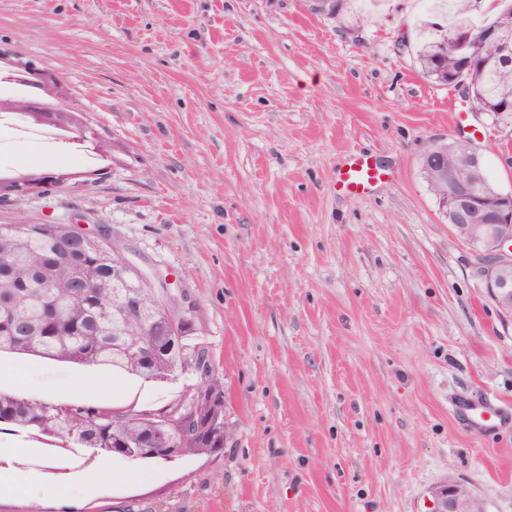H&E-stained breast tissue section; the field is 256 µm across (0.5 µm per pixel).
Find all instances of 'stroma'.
Segmentation results:
<instances>
[{
  "label": "stroma",
  "instance_id": "stroma-1",
  "mask_svg": "<svg viewBox=\"0 0 512 512\" xmlns=\"http://www.w3.org/2000/svg\"><path fill=\"white\" fill-rule=\"evenodd\" d=\"M422 0H0V60L30 64L78 101L110 161L78 184L0 197V224L105 230L189 308L224 389L219 455L145 465L96 450L67 487L77 512H429L456 481L512 512V320L423 180L432 142L470 136L512 191V120L425 78L395 40ZM384 175L336 184L345 158ZM75 173L14 142L0 164ZM198 374L157 384L120 371L0 357V390L157 406ZM493 401L486 432L455 406ZM0 479V512H58L37 448ZM38 477L45 496L23 479ZM384 174L370 157L350 155L338 171L337 185L346 193H364L369 191Z\"/></svg>",
  "mask_w": 512,
  "mask_h": 512
}]
</instances>
